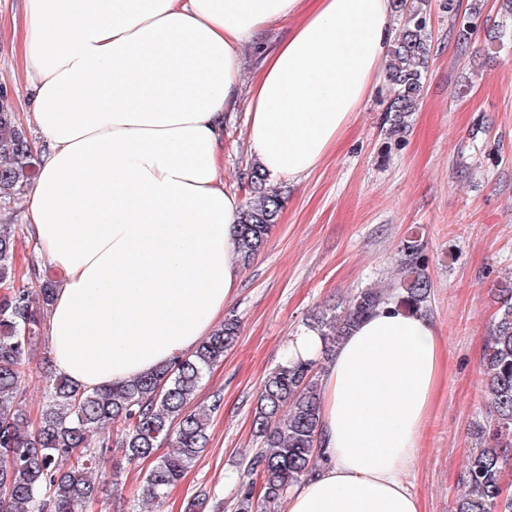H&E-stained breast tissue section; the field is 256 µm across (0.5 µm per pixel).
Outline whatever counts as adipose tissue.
Instances as JSON below:
<instances>
[{
    "label": "adipose tissue",
    "instance_id": "ef3b65f1",
    "mask_svg": "<svg viewBox=\"0 0 512 512\" xmlns=\"http://www.w3.org/2000/svg\"><path fill=\"white\" fill-rule=\"evenodd\" d=\"M26 0L23 197L65 273L53 365L86 390L193 351L240 285L241 198L224 187V117L273 177L311 172L361 110L393 42L392 0ZM287 41L262 42L296 14ZM260 63L241 79L247 49ZM435 321L393 303L352 327L321 377L317 466L287 512H420L408 481L440 378Z\"/></svg>",
    "mask_w": 512,
    "mask_h": 512
}]
</instances>
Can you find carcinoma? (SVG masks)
<instances>
[{"label": "carcinoma", "instance_id": "obj_1", "mask_svg": "<svg viewBox=\"0 0 512 512\" xmlns=\"http://www.w3.org/2000/svg\"><path fill=\"white\" fill-rule=\"evenodd\" d=\"M409 9L408 22L389 50L388 80L394 94L387 112L400 131L422 100L431 34L422 9ZM32 136L20 122L13 99L0 93V206L18 198L35 179ZM280 196L266 191L249 202L239 221V255L247 267L277 224ZM17 239L12 225L0 226V512H84L101 492L93 473L112 450L106 430L120 424L119 439L129 464L157 457L145 477L146 495L158 504L201 456L208 442L210 416L223 402L190 408L207 372L224 361L240 335V320L230 314L191 353L124 384L92 391L69 380H52L36 429L23 409L21 378L32 353L45 339L55 288L33 290L15 263ZM422 247L409 241L403 249L400 277L385 290L356 293L340 311L312 325L330 352L359 320L394 299L412 311L424 309L430 281L422 265ZM498 305L483 351L485 392L491 415L473 425L477 447L467 460V492L455 512H512V496L501 479L512 469V279L498 288ZM320 360L285 361L264 379L253 414L260 448L239 476L234 512H253L255 492L265 509L275 508L288 490L315 465L314 439L319 422ZM173 448L156 456L163 445Z\"/></svg>", "mask_w": 512, "mask_h": 512}]
</instances>
